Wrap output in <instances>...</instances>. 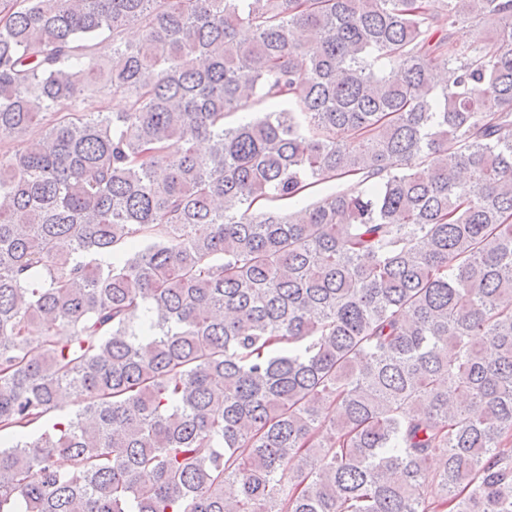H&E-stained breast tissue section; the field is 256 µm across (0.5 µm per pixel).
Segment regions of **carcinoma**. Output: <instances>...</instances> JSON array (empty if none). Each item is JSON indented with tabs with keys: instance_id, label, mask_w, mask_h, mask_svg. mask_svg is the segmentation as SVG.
<instances>
[{
	"instance_id": "carcinoma-1",
	"label": "carcinoma",
	"mask_w": 512,
	"mask_h": 512,
	"mask_svg": "<svg viewBox=\"0 0 512 512\" xmlns=\"http://www.w3.org/2000/svg\"><path fill=\"white\" fill-rule=\"evenodd\" d=\"M14 142L0 512H512V0H3Z\"/></svg>"
}]
</instances>
